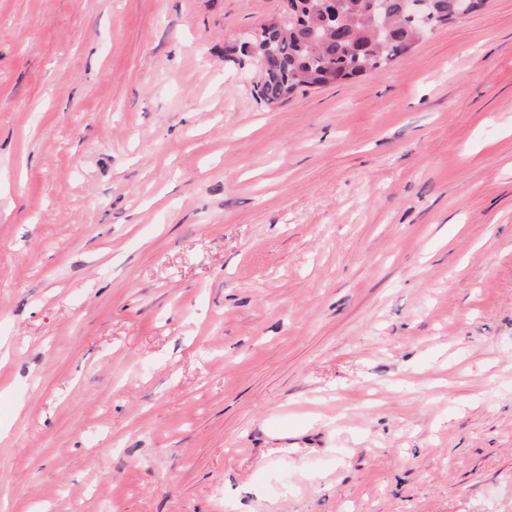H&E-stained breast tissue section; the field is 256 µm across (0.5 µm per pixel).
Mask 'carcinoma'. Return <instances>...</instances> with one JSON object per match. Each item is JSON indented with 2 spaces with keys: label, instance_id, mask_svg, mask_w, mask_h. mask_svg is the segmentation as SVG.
Masks as SVG:
<instances>
[{
  "label": "carcinoma",
  "instance_id": "cac0c4a2",
  "mask_svg": "<svg viewBox=\"0 0 512 512\" xmlns=\"http://www.w3.org/2000/svg\"><path fill=\"white\" fill-rule=\"evenodd\" d=\"M305 19L284 20L278 52L266 58L264 76L257 84L259 97L268 104L284 95L327 85L326 72L336 69L341 79L355 78L407 56L418 41V30L401 13V0H387L384 13L391 28L377 33L373 0H345L340 29L325 26L321 0H303ZM456 0H434V22L448 19Z\"/></svg>",
  "mask_w": 512,
  "mask_h": 512
}]
</instances>
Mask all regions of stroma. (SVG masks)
I'll return each instance as SVG.
<instances>
[{
    "label": "stroma",
    "instance_id": "1",
    "mask_svg": "<svg viewBox=\"0 0 512 512\" xmlns=\"http://www.w3.org/2000/svg\"><path fill=\"white\" fill-rule=\"evenodd\" d=\"M285 0H0V512H512V0L257 94Z\"/></svg>",
    "mask_w": 512,
    "mask_h": 512
}]
</instances>
